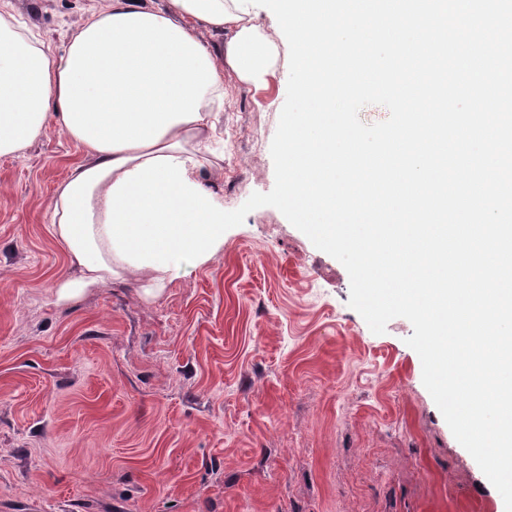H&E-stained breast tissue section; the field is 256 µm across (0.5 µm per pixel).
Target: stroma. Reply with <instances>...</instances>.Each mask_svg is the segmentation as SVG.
Segmentation results:
<instances>
[{
	"mask_svg": "<svg viewBox=\"0 0 512 512\" xmlns=\"http://www.w3.org/2000/svg\"><path fill=\"white\" fill-rule=\"evenodd\" d=\"M63 50L99 0H13ZM289 56L224 74L225 210L275 183ZM84 152L48 129L0 157V512H505L422 382L397 317L374 334L344 266L274 207L156 297L73 277L49 202Z\"/></svg>",
	"mask_w": 512,
	"mask_h": 512,
	"instance_id": "35a3bbf8",
	"label": "stroma"
}]
</instances>
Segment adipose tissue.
<instances>
[{"instance_id":"obj_1","label":"adipose tissue","mask_w":512,"mask_h":512,"mask_svg":"<svg viewBox=\"0 0 512 512\" xmlns=\"http://www.w3.org/2000/svg\"><path fill=\"white\" fill-rule=\"evenodd\" d=\"M254 2L102 0L56 52L0 0V157L52 127L86 154L49 203L79 271L57 299L113 279L155 295L182 262L223 245L224 207L198 173L224 159L211 145L225 70L256 84L279 58L280 33L258 23ZM201 29L229 38L215 46Z\"/></svg>"}]
</instances>
